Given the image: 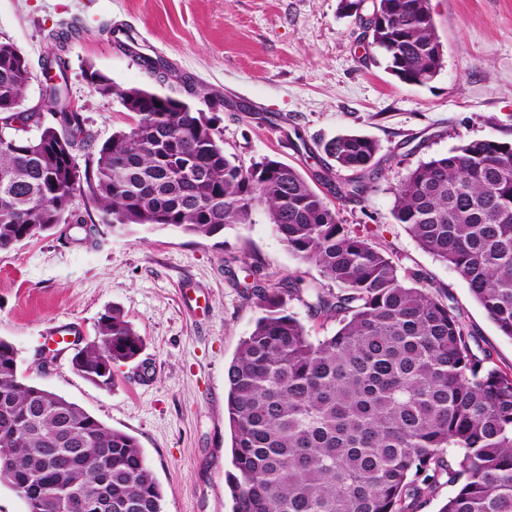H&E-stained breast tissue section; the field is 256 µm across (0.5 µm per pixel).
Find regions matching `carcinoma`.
Wrapping results in <instances>:
<instances>
[{
	"mask_svg": "<svg viewBox=\"0 0 512 512\" xmlns=\"http://www.w3.org/2000/svg\"><path fill=\"white\" fill-rule=\"evenodd\" d=\"M371 37L405 84L425 85L444 67L429 0H379ZM31 81L22 52L0 42L1 120L34 116L20 110ZM90 82L135 124L97 145L82 113L68 111L67 85L46 87L64 113L60 128L28 136L24 126L18 143L0 141V251L67 223L94 239L97 226L74 209L78 195L119 235L212 237L252 223L260 208L288 252L324 278L255 285L261 315L225 370L234 512H411L443 477L458 489L440 512H512V373L473 351L460 311L419 271L340 223L311 185L362 197L379 144L354 133L327 143L336 170L352 173L336 183L320 163L309 175L270 157L246 168L224 151L215 117L97 71ZM391 215L512 338V142L466 140L420 161L395 187ZM294 299L336 331L312 338L288 309ZM143 348L114 307L72 360L108 390L105 360L137 363ZM18 361L0 338V482L28 512H61L64 488L92 492L102 473L112 512H163L136 438L27 382Z\"/></svg>",
	"mask_w": 512,
	"mask_h": 512,
	"instance_id": "cac0c4a2",
	"label": "carcinoma"
}]
</instances>
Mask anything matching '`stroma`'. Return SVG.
I'll return each mask as SVG.
<instances>
[{"label":"stroma","instance_id":"35a3bbf8","mask_svg":"<svg viewBox=\"0 0 512 512\" xmlns=\"http://www.w3.org/2000/svg\"><path fill=\"white\" fill-rule=\"evenodd\" d=\"M340 3L0 0V41L29 63V107L43 104V63L63 43L69 96L99 143L129 128L134 116L93 93L92 70L122 86L161 89L196 109L216 102L224 149L246 166L269 156L306 172L330 139L374 138L379 173L364 197L340 200L327 185L320 193L343 224L420 271L434 294L462 311L470 344L512 372V339L465 281L391 216L394 188L418 161L467 139L512 141V0H429L445 64L423 86L393 78ZM127 39L135 55L121 49ZM144 57L164 60L165 82L141 66ZM298 135L308 153L293 147ZM297 276L321 278L288 252L259 211L245 228L212 237L118 235L103 225L89 242L63 225L0 251V337L18 349L24 376L138 440L162 488L163 512H233L225 370L259 314L255 282ZM186 288L201 294L200 307L184 304ZM115 306L144 339L146 370L115 366L114 386L101 389L73 370L68 350L48 374L37 371L54 327L69 324L93 339L100 316Z\"/></svg>","mask_w":512,"mask_h":512}]
</instances>
